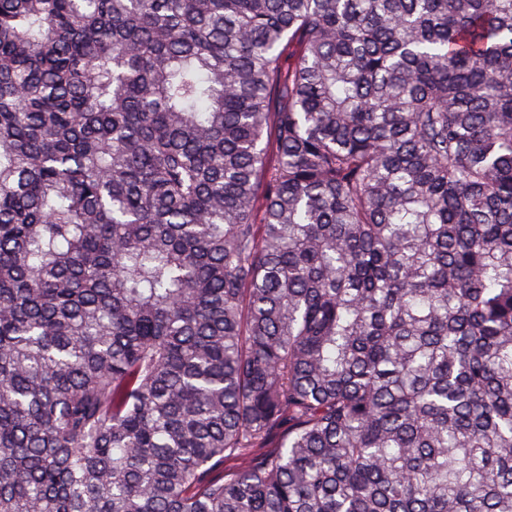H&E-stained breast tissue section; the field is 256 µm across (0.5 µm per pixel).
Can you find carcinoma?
<instances>
[{"label": "carcinoma", "mask_w": 512, "mask_h": 512, "mask_svg": "<svg viewBox=\"0 0 512 512\" xmlns=\"http://www.w3.org/2000/svg\"><path fill=\"white\" fill-rule=\"evenodd\" d=\"M0 512H512V0H0Z\"/></svg>", "instance_id": "carcinoma-1"}]
</instances>
